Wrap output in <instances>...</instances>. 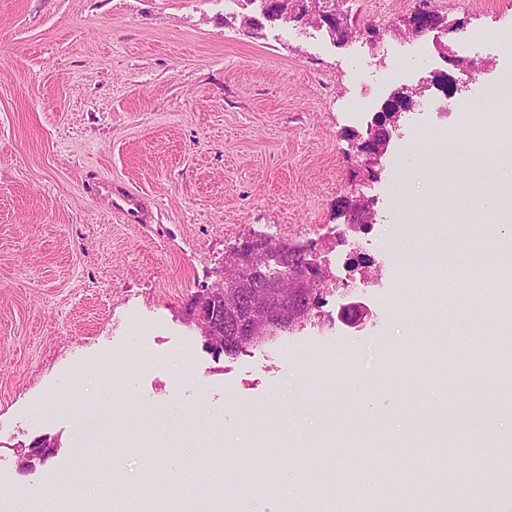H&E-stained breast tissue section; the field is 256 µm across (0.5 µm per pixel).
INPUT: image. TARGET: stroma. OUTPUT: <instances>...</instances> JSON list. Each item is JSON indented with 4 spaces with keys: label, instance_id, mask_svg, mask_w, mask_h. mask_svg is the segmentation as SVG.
<instances>
[{
    "label": "stroma",
    "instance_id": "obj_1",
    "mask_svg": "<svg viewBox=\"0 0 512 512\" xmlns=\"http://www.w3.org/2000/svg\"><path fill=\"white\" fill-rule=\"evenodd\" d=\"M225 0H0V512H40L45 488L63 486L58 512L97 504L104 478L129 492L119 512H169L146 487L154 472L175 487L204 481L220 463L247 512L281 501L290 512H372V490L404 491L405 512H427L419 493L434 481L429 433L447 428L458 445L444 464L448 485L485 467L482 484L499 512H512L502 481L512 449L485 441V424H512L499 408L501 379L480 365L429 364L434 349H490L489 321L468 335L452 300L469 273L444 261L426 287L399 268L369 272L391 314L366 336H341L348 372L302 365L301 332L236 356H214L186 313L217 282L224 259L256 239L315 246L330 279L345 284L344 248L330 233L347 223L339 203L373 199V249H413L429 237L455 248L468 227L446 201L385 162L377 182L360 180L351 132L377 124L401 83L425 79L416 108L420 153L436 175H452L447 198L472 173L459 157L443 77L451 46L478 71L464 99L512 73V46L463 36L512 30V0H432L454 32L418 38L391 27L416 0H343L357 38L336 44L326 30L265 19L259 5ZM424 47L433 61L405 80L385 67L391 50ZM376 80L351 74L355 56ZM368 102L361 123L345 104ZM127 187L148 202V222L131 223L100 186ZM190 345L193 369L174 353ZM155 363L127 374L129 388L101 391L97 367L118 356ZM374 389L373 413L352 390ZM55 456L19 470L37 438ZM330 455L323 500L303 493ZM268 484L270 496L253 494Z\"/></svg>",
    "mask_w": 512,
    "mask_h": 512
}]
</instances>
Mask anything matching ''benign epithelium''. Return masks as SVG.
Returning a JSON list of instances; mask_svg holds the SVG:
<instances>
[{
  "mask_svg": "<svg viewBox=\"0 0 512 512\" xmlns=\"http://www.w3.org/2000/svg\"><path fill=\"white\" fill-rule=\"evenodd\" d=\"M341 0H264L262 8L269 5H276V14L279 20L284 22H295L303 25L310 23L317 27L326 28L333 41L338 44L348 42L355 33V27L350 22L347 13L340 8ZM434 10L430 8L417 9L409 16L402 19V22L393 26V30L401 32L411 37H420L431 31L442 27L438 22L433 25L424 23V18L432 15ZM445 61L453 68L459 70L466 79H456L448 77L450 84V93L465 88L469 85V79L475 73V70L463 63L457 56L446 54ZM426 91V82L423 80L415 84H404L393 90L384 104L381 111V119L384 123L397 127L402 113L414 109L418 101L424 96ZM389 141L385 138L379 140L376 138V130L367 131V136H356V142L353 148L356 150V157L360 159V169L365 176L376 179L380 177L383 170L382 158L386 155ZM230 258L233 264L224 267V272L220 280L215 283V287L202 291L196 297V301L191 307L189 320L195 323L202 331L206 344L215 353H224V339H216L208 335V330L215 322L224 316V283L229 280L240 279L251 276L254 270V264L249 257L240 251L231 253ZM293 278L299 284H306L310 288L319 287V283L327 280L326 274L322 273V268L315 260L310 259L307 266L298 272L293 273ZM56 444L52 441L41 440L29 447V451L23 454V457L33 460H44L55 452Z\"/></svg>",
  "mask_w": 512,
  "mask_h": 512,
  "instance_id": "benign-epithelium-1",
  "label": "benign epithelium"
}]
</instances>
